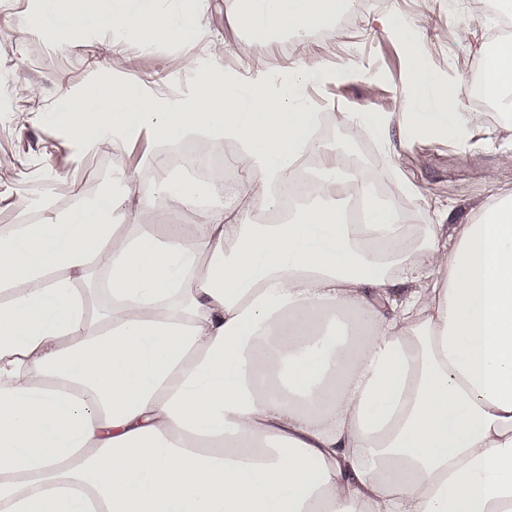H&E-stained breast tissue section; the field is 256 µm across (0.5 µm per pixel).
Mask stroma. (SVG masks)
Segmentation results:
<instances>
[{
    "mask_svg": "<svg viewBox=\"0 0 512 512\" xmlns=\"http://www.w3.org/2000/svg\"><path fill=\"white\" fill-rule=\"evenodd\" d=\"M184 6L213 38L223 40L226 72L244 77L266 70L272 91L306 56L318 55L338 66L352 59L361 63V73L305 89L312 111L324 113L365 112L373 104L384 112L400 111L407 79L402 51L393 34L382 30L379 17L422 24L433 67L464 85L480 74L482 63L474 43L457 38V27L471 25L488 44L496 39L474 0H367L337 24L331 39L315 32L303 43L272 41L245 55L237 49L244 32L227 16V0H184ZM33 11L41 23L24 40H11L9 25L15 16ZM187 52L204 54L205 45L189 41L147 51L129 38L116 47L104 24L60 25L50 0H0V225L18 223L22 200L68 215L74 193L90 200L102 195L108 181L97 174L101 160L138 169L143 181L155 178L148 158L158 153V142L142 137L105 150L86 149L73 139L57 108L62 94L77 95L112 80L142 84L168 96H189L196 77L183 66ZM506 136L496 113L486 112L465 147L415 139L383 157L368 140L354 142L365 164L378 171L389 199H399L402 184H414L424 189L432 206L447 208L449 223L459 224L471 208L512 193V166L500 162L499 147Z\"/></svg>",
    "mask_w": 512,
    "mask_h": 512,
    "instance_id": "35a3bbf8",
    "label": "stroma"
}]
</instances>
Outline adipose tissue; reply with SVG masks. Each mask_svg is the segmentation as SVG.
Listing matches in <instances>:
<instances>
[{
    "label": "adipose tissue",
    "instance_id": "adipose-tissue-1",
    "mask_svg": "<svg viewBox=\"0 0 512 512\" xmlns=\"http://www.w3.org/2000/svg\"><path fill=\"white\" fill-rule=\"evenodd\" d=\"M76 2L114 43L193 38L208 54L185 56L198 81L184 98L119 82L64 97L71 135L203 152L224 137L242 176L119 169L105 204L0 226V512H512V195L418 227L327 135L384 156L396 139L468 144L481 115L432 68L425 31L391 28L402 111L318 113L303 91L338 77L330 61L299 60L271 95L267 72L224 73L223 41L175 0ZM356 6L231 0L251 33L238 49L332 37ZM478 53L485 93L512 112V39ZM304 164L305 200L283 213Z\"/></svg>",
    "mask_w": 512,
    "mask_h": 512
}]
</instances>
